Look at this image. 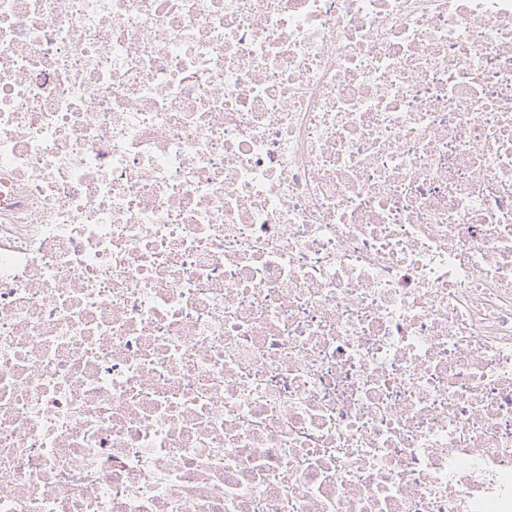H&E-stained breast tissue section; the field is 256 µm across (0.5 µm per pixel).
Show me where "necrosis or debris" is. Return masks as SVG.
Wrapping results in <instances>:
<instances>
[{"label": "necrosis or debris", "instance_id": "obj_1", "mask_svg": "<svg viewBox=\"0 0 512 512\" xmlns=\"http://www.w3.org/2000/svg\"><path fill=\"white\" fill-rule=\"evenodd\" d=\"M0 512H512V0H0Z\"/></svg>", "mask_w": 512, "mask_h": 512}]
</instances>
